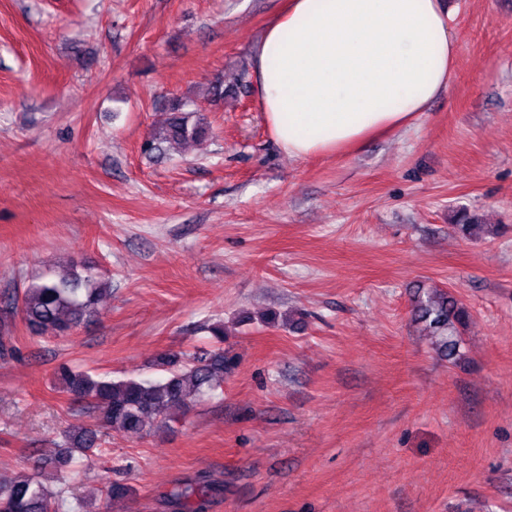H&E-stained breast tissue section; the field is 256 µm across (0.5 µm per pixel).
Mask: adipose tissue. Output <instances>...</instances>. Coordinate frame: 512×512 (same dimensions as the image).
Instances as JSON below:
<instances>
[{
    "mask_svg": "<svg viewBox=\"0 0 512 512\" xmlns=\"http://www.w3.org/2000/svg\"><path fill=\"white\" fill-rule=\"evenodd\" d=\"M457 56L443 0H288L253 78L272 136L303 159L412 127L450 91Z\"/></svg>",
    "mask_w": 512,
    "mask_h": 512,
    "instance_id": "adipose-tissue-1",
    "label": "adipose tissue"
}]
</instances>
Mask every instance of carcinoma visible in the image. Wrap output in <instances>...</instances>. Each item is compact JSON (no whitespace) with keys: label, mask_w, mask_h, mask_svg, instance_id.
<instances>
[{"label":"carcinoma","mask_w":512,"mask_h":512,"mask_svg":"<svg viewBox=\"0 0 512 512\" xmlns=\"http://www.w3.org/2000/svg\"><path fill=\"white\" fill-rule=\"evenodd\" d=\"M165 111V125L144 143V151L158 150L164 143L201 141L208 135L202 109L193 101L173 98ZM109 290L94 266L84 263L57 279L42 276L33 280L13 303L20 305L30 335L60 339L68 337L78 322L95 312L98 301ZM415 316L441 336L444 356L457 355L458 333L470 319L465 306L442 293L435 299L418 301ZM207 329L213 345L180 357L173 354L158 359L156 367L164 372L160 379H113L69 366L58 369L60 392L74 402L88 404L97 413L96 424L64 432V451L56 458L59 481L67 479L68 468L76 459L92 464L103 455L101 430L139 437L154 426L169 427L180 421L198 403L215 394L231 365L224 353V323L214 322ZM209 491L205 483L189 484L175 488L171 497L182 512H200L201 501ZM62 508V490L50 488L41 473L0 474V512H61Z\"/></svg>","instance_id":"1"}]
</instances>
